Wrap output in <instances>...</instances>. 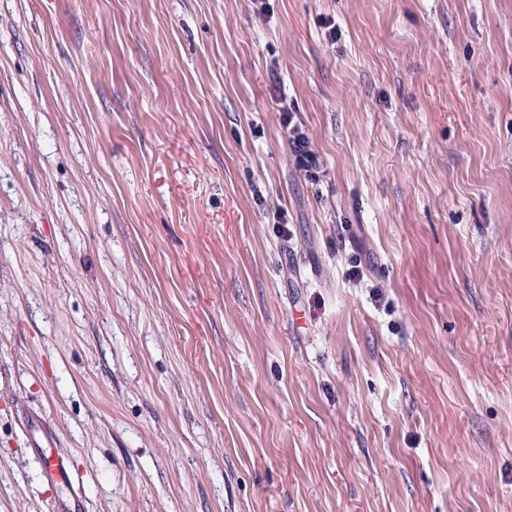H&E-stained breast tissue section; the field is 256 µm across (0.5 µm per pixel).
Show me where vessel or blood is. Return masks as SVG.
Segmentation results:
<instances>
[{
	"instance_id": "1",
	"label": "vessel or blood",
	"mask_w": 512,
	"mask_h": 512,
	"mask_svg": "<svg viewBox=\"0 0 512 512\" xmlns=\"http://www.w3.org/2000/svg\"><path fill=\"white\" fill-rule=\"evenodd\" d=\"M27 426L33 435L32 448L47 459L42 472L45 484L65 490V498L56 501L54 512H82L84 508L80 492L81 477L69 456L56 448L55 439L46 426L37 418H30Z\"/></svg>"
}]
</instances>
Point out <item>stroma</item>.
<instances>
[{
  "label": "stroma",
  "instance_id": "stroma-1",
  "mask_svg": "<svg viewBox=\"0 0 512 512\" xmlns=\"http://www.w3.org/2000/svg\"><path fill=\"white\" fill-rule=\"evenodd\" d=\"M29 414L84 512H512V0H0V512Z\"/></svg>",
  "mask_w": 512,
  "mask_h": 512
}]
</instances>
